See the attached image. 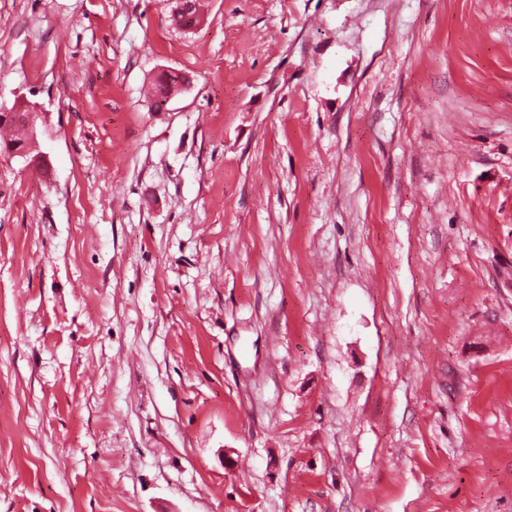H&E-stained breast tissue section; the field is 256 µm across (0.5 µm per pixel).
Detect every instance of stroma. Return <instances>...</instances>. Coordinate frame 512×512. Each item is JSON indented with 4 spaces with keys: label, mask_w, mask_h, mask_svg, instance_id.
Listing matches in <instances>:
<instances>
[{
    "label": "stroma",
    "mask_w": 512,
    "mask_h": 512,
    "mask_svg": "<svg viewBox=\"0 0 512 512\" xmlns=\"http://www.w3.org/2000/svg\"><path fill=\"white\" fill-rule=\"evenodd\" d=\"M205 3L0 0V512H512V0ZM154 77L151 81V98L158 109L170 98V94L178 91L180 85L189 80V76L179 70L171 69L169 72Z\"/></svg>",
    "instance_id": "stroma-1"
}]
</instances>
